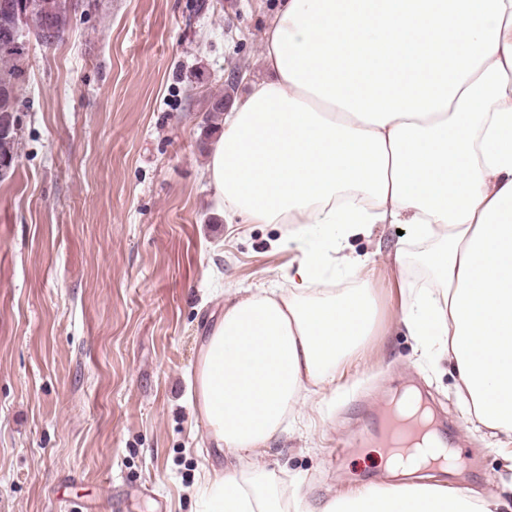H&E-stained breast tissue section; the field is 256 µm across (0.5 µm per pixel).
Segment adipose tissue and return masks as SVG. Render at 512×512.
<instances>
[{
	"label": "adipose tissue",
	"mask_w": 512,
	"mask_h": 512,
	"mask_svg": "<svg viewBox=\"0 0 512 512\" xmlns=\"http://www.w3.org/2000/svg\"><path fill=\"white\" fill-rule=\"evenodd\" d=\"M266 78L224 116L205 174L231 224H287L284 288L226 300L203 344L200 411L216 447L256 454L306 396L332 387L377 322L350 236L401 224L434 290L401 308L422 352L448 356L470 417L505 438L512 470V0H279ZM420 443L386 461L406 481L359 487L319 512H495L424 470ZM203 512H295L261 466L205 477Z\"/></svg>",
	"instance_id": "obj_1"
}]
</instances>
